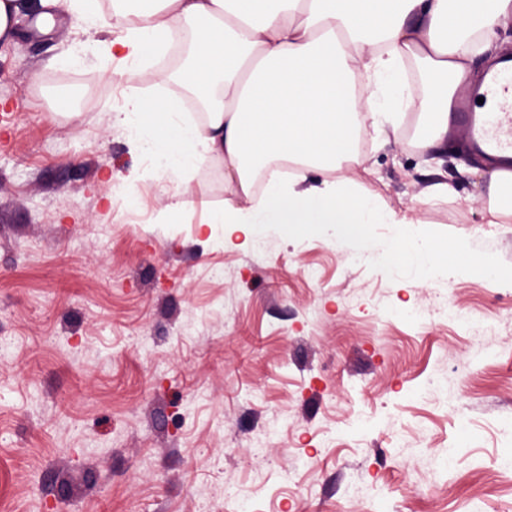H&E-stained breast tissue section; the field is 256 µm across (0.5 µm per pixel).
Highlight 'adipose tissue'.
I'll use <instances>...</instances> for the list:
<instances>
[{
	"label": "adipose tissue",
	"mask_w": 512,
	"mask_h": 512,
	"mask_svg": "<svg viewBox=\"0 0 512 512\" xmlns=\"http://www.w3.org/2000/svg\"><path fill=\"white\" fill-rule=\"evenodd\" d=\"M113 15L126 30L108 53L126 64L162 52L177 25L196 26L181 79L206 98L203 122L184 123L161 96H129L114 116L139 117L135 144L166 175L172 210L209 155L223 163L230 195L204 224L248 237L288 224H338L354 237L391 224L396 238L374 247L373 261L395 262L410 282L447 278L456 251L417 235L421 208L392 209L345 172L360 164L362 132L398 135L409 105L424 127L417 149L439 162L458 91L479 79L475 58L496 59L512 0H115ZM472 172L487 189V223L511 224L512 161L487 156Z\"/></svg>",
	"instance_id": "1"
}]
</instances>
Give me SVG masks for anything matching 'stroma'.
Returning <instances> with one entry per match:
<instances>
[{
  "label": "stroma",
  "mask_w": 512,
  "mask_h": 512,
  "mask_svg": "<svg viewBox=\"0 0 512 512\" xmlns=\"http://www.w3.org/2000/svg\"><path fill=\"white\" fill-rule=\"evenodd\" d=\"M51 14L21 8L0 43V512H512V224L483 223L467 152L429 168L410 109L347 172L458 245L446 284L355 263L389 224L338 244L200 226L225 197L212 159L171 223L112 115L181 58L109 61L121 25ZM437 181L456 198L424 203ZM451 304L496 330L408 317Z\"/></svg>",
  "instance_id": "obj_1"
}]
</instances>
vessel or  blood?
Returning a JSON list of instances; mask_svg holds the SVG:
<instances>
[{"mask_svg": "<svg viewBox=\"0 0 512 512\" xmlns=\"http://www.w3.org/2000/svg\"><path fill=\"white\" fill-rule=\"evenodd\" d=\"M481 95L491 112L480 115L475 104H466L459 114L461 127L483 153L512 157V65L491 73Z\"/></svg>", "mask_w": 512, "mask_h": 512, "instance_id": "obj_1", "label": "vessel or blood"}]
</instances>
